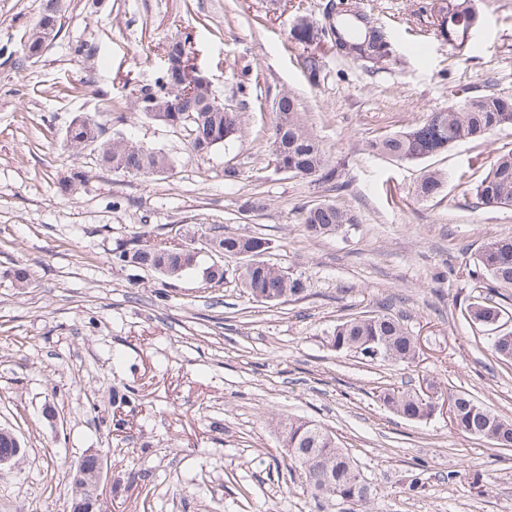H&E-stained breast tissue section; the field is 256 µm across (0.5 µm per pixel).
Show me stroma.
I'll return each instance as SVG.
<instances>
[{
  "label": "stroma",
  "mask_w": 512,
  "mask_h": 512,
  "mask_svg": "<svg viewBox=\"0 0 512 512\" xmlns=\"http://www.w3.org/2000/svg\"><path fill=\"white\" fill-rule=\"evenodd\" d=\"M325 2L64 0L58 38L32 62L23 43L42 0H0V424L26 448L0 470V512H70L63 469L92 449L107 454L106 512H348L304 493L273 427L287 417L336 434L374 489L371 512H512V450L441 414L405 420L377 398L389 385L434 382L512 419V366L461 316L479 249L512 235V209L468 205L469 183L512 149V127L410 162L367 149L463 94L490 84L512 92V0H472L476 54L421 30L418 0H358L393 34L395 57L373 71L321 43L325 77L314 85L290 32L298 17L321 20ZM188 30L215 93L242 107L241 138L199 156L186 132L130 111L120 132L161 149L171 169L106 172L60 194L58 179L90 161L63 143L71 119L152 81L163 44ZM244 70L261 98H242ZM288 92L344 190L266 166L259 148ZM432 169L448 175L442 192L416 197ZM254 194L265 209L241 211ZM320 202L354 211L357 224L308 237L298 208ZM211 224L269 240L267 261L302 277L306 297L253 301L237 260L219 286L196 271L170 281L111 264L112 248L140 227L166 237ZM21 263L24 288L13 280ZM384 304L419 338L415 361L368 365L331 349L338 321ZM127 387L135 405L113 408V392Z\"/></svg>",
  "instance_id": "35a3bbf8"
}]
</instances>
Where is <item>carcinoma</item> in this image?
Masks as SVG:
<instances>
[{
    "mask_svg": "<svg viewBox=\"0 0 512 512\" xmlns=\"http://www.w3.org/2000/svg\"><path fill=\"white\" fill-rule=\"evenodd\" d=\"M324 11V32L315 28V21L301 18L292 28V38L306 45L327 41L334 47L344 43L354 46L370 33L383 53L378 63L368 64L369 68L377 70L394 56L390 32L355 0H327ZM422 12L430 18L434 36L461 52L471 50L479 17L467 0H429ZM302 67L309 81L318 83L324 71L322 55L315 49L306 52ZM168 84L169 77L163 74L153 83L137 87L139 98L134 111L171 129L185 130L197 154H206L241 137V112L235 106L221 101L213 109L204 95L173 94ZM275 112L277 120L268 138V153L264 154L267 163L292 177L328 183L338 190L344 188L336 181V167L329 164L297 98L290 93L282 95L275 103ZM508 126H512V95L489 90L464 98L456 107L431 112L423 122L405 131L377 137L369 142L368 149L398 161H414L446 151L458 142L483 140L494 130ZM105 133L106 122L101 115L82 113L72 118L65 130V146L75 155L92 147L93 167L61 177V193L69 194L86 185L99 171L145 177L162 175L171 168V160L161 150L120 133L111 138ZM446 179L440 170L426 171L417 185V196L426 199L437 195ZM468 194L473 209L512 207V150L498 154L486 175L468 188ZM300 217L307 235L313 239L332 236L345 225L358 223L354 213L330 202L304 206ZM149 237L146 230L136 231L117 244L112 249V264L121 269H146L174 280L198 268L201 251L208 250L216 252L215 260L199 267L207 283L223 282L224 261L244 259L240 285L254 301L275 305L289 297L298 299L307 291L301 278L263 259L269 249L263 237L226 233L222 224L209 225L201 235L186 236L177 242H151ZM477 264L486 294L468 303L463 316L469 324L485 329L506 315L500 300L512 290V236L491 238L481 247ZM328 344L337 352H353L374 364L410 363L419 353L417 340L402 318L386 308L340 320L329 333ZM486 345L496 360L512 362V331L487 338ZM439 396H446L455 404L454 425L459 432L485 439L499 448H512V420L470 392L456 390ZM378 398L407 420L429 419V401L422 399L415 387H386ZM277 426L281 447L291 466L300 471L313 498L336 497L353 505L352 512H367L372 495L370 483L332 431L304 418L283 419Z\"/></svg>",
    "mask_w": 512,
    "mask_h": 512,
    "instance_id": "cac0c4a2",
    "label": "carcinoma"
}]
</instances>
